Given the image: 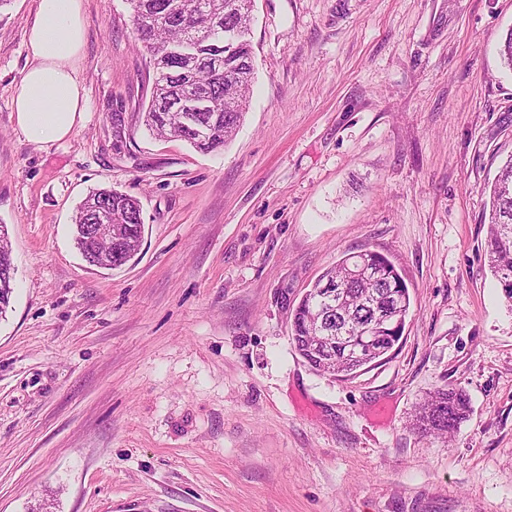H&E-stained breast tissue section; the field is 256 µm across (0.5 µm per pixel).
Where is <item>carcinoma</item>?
Listing matches in <instances>:
<instances>
[{"label":"carcinoma","mask_w":512,"mask_h":512,"mask_svg":"<svg viewBox=\"0 0 512 512\" xmlns=\"http://www.w3.org/2000/svg\"><path fill=\"white\" fill-rule=\"evenodd\" d=\"M253 0H128L132 11L135 44L149 57L152 70L150 99L144 112L148 129L173 132L194 148L209 153L231 140L239 128L254 79V56L250 39L252 18L238 15L235 6ZM223 58L224 67L214 72V57ZM488 238L485 258L498 281L512 279V158L500 168L489 188ZM106 208L107 224H124L133 238L125 261L138 253L144 224L138 221V201L133 196L98 188L79 206L74 223L86 224L101 208ZM352 280L338 311L326 317L321 335L336 336L333 355L336 364L326 367L314 359L316 348L309 326L311 309L322 299L321 288H336ZM379 281L380 303L389 314L406 321L410 307L407 284L384 255L365 250L347 255L325 271L299 301L293 314L292 343L296 352L320 373L347 377L363 367L345 357L351 347L348 337L359 335V325L373 319L371 310L359 300L357 291L374 287ZM394 319L382 318L375 331L372 363L398 343L392 327ZM469 399L456 388L437 390L416 415V427L426 433L453 432L469 412Z\"/></svg>","instance_id":"cac0c4a2"}]
</instances>
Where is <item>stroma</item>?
<instances>
[{
  "label": "stroma",
  "mask_w": 512,
  "mask_h": 512,
  "mask_svg": "<svg viewBox=\"0 0 512 512\" xmlns=\"http://www.w3.org/2000/svg\"><path fill=\"white\" fill-rule=\"evenodd\" d=\"M36 4L0 7V512H512V299L484 222L512 156V0H254L249 107L211 153L143 125L127 0H83L84 120L27 142ZM98 187L142 209L115 270L74 243ZM365 248L408 286L403 335L353 377L318 374L292 312ZM447 385L467 418L418 432Z\"/></svg>",
  "instance_id": "obj_1"
}]
</instances>
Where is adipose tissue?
Here are the masks:
<instances>
[{
  "label": "adipose tissue",
  "instance_id": "1",
  "mask_svg": "<svg viewBox=\"0 0 512 512\" xmlns=\"http://www.w3.org/2000/svg\"><path fill=\"white\" fill-rule=\"evenodd\" d=\"M84 43L82 0H38L27 47L34 60L14 98L16 124L33 144L66 138L84 117L77 77Z\"/></svg>",
  "mask_w": 512,
  "mask_h": 512
}]
</instances>
